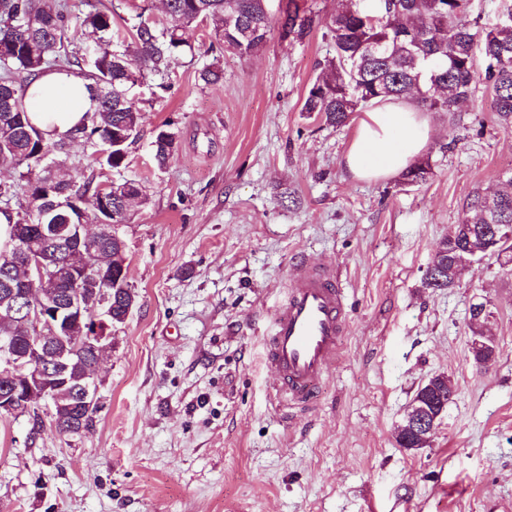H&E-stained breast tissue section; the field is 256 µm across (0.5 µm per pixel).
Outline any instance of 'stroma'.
Instances as JSON below:
<instances>
[{
  "label": "stroma",
  "mask_w": 512,
  "mask_h": 512,
  "mask_svg": "<svg viewBox=\"0 0 512 512\" xmlns=\"http://www.w3.org/2000/svg\"><path fill=\"white\" fill-rule=\"evenodd\" d=\"M288 0H266L271 32L255 54L217 57L203 84L208 27L196 56L131 93L140 135L113 172L95 148L70 147L94 182L123 176L148 195L120 234L130 316L112 352L92 427L63 436L29 414L0 417V512H491L512 502V265L486 260L456 287L429 291L423 270L474 195L512 170V127L478 82L455 112H431V172L358 180L344 156L354 125L302 110L331 56L336 0H299L315 23L282 38ZM72 13L111 10L114 46L138 13L165 21L161 0H65ZM174 132L157 168L151 143ZM334 267L348 298L339 360L317 405L277 407L262 362L268 313L300 258ZM486 302L497 353L472 361L469 308ZM445 373L457 389L429 447L393 432L418 385Z\"/></svg>",
  "instance_id": "35a3bbf8"
}]
</instances>
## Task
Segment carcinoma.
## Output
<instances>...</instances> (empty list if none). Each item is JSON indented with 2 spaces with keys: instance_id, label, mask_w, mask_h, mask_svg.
Wrapping results in <instances>:
<instances>
[{
  "instance_id": "carcinoma-1",
  "label": "carcinoma",
  "mask_w": 512,
  "mask_h": 512,
  "mask_svg": "<svg viewBox=\"0 0 512 512\" xmlns=\"http://www.w3.org/2000/svg\"><path fill=\"white\" fill-rule=\"evenodd\" d=\"M169 17L157 27L147 20L134 26V48L112 49V12L90 10L74 18L56 0H0V160L9 161L18 173L30 207L28 229L34 245L60 251L57 290L72 287L71 269L77 248L57 236L41 239L37 225L56 223L51 213L58 192L67 190L77 198L75 219L94 221L105 207L125 223L131 208L147 201L145 187L136 180L129 195L117 196L93 186V181L70 173L66 141L81 139L108 153L97 157L101 166L126 168L128 145L140 133L139 110L129 100L130 90L151 74L168 70L182 55L194 54L193 31L201 24L212 26L219 48L245 57L259 50L271 31L265 0H165ZM470 0H373L370 5L339 0L327 25L333 54L309 87L302 111L332 127L346 125L361 108L386 100L413 99L419 107L453 112L475 89L478 69L493 89L492 109L499 120L512 126V8L488 29L477 28L469 19ZM313 18L300 15L296 0L280 22V34L302 40L309 35ZM80 30L85 43L76 47L68 36ZM64 71L86 82L97 102L82 125L65 139L52 140L32 124L25 93L44 71ZM158 168L167 166L175 152V136L160 131L152 142ZM427 162H415L401 174L406 184L423 182L430 174ZM472 228L455 227L444 237L439 250L421 276V287L434 291L457 286L460 269L449 264L467 250L469 241L482 235L483 224H512V192L477 194L461 220ZM17 233L0 250V291L5 289L6 267L17 260ZM97 295L113 294V321L124 322L125 301L136 298L127 284V273L116 267L93 285ZM7 322L18 351L29 347V330L21 317L0 314ZM55 350L65 353L67 374L73 384L85 382L93 357L74 350L70 340Z\"/></svg>"
}]
</instances>
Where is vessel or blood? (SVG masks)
<instances>
[{
    "mask_svg": "<svg viewBox=\"0 0 512 512\" xmlns=\"http://www.w3.org/2000/svg\"><path fill=\"white\" fill-rule=\"evenodd\" d=\"M347 319L334 269L300 260L263 338L265 360L278 375L279 403L303 409L314 404L336 362Z\"/></svg>",
    "mask_w": 512,
    "mask_h": 512,
    "instance_id": "1",
    "label": "vessel or blood"
}]
</instances>
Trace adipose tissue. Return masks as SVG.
Returning a JSON list of instances; mask_svg holds the SVG:
<instances>
[{"label":"adipose tissue","mask_w":512,"mask_h":512,"mask_svg":"<svg viewBox=\"0 0 512 512\" xmlns=\"http://www.w3.org/2000/svg\"><path fill=\"white\" fill-rule=\"evenodd\" d=\"M29 117L52 139L68 135L95 104L84 83L52 71L40 75L26 91ZM431 129L410 103L388 100L362 113L345 154L353 177L378 181L405 169L426 146Z\"/></svg>","instance_id":"adipose-tissue-1"}]
</instances>
